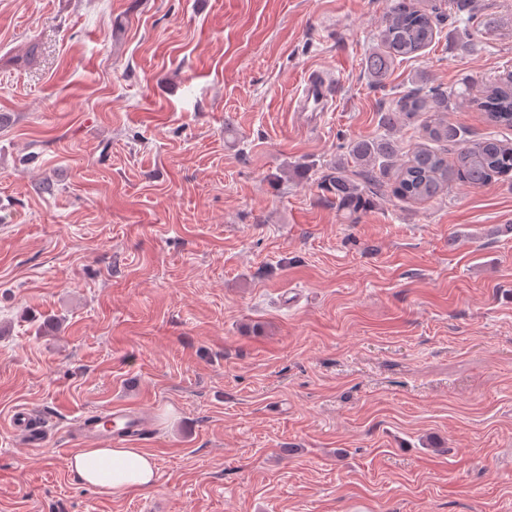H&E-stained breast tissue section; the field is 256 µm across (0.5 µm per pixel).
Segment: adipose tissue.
<instances>
[{"label":"adipose tissue","mask_w":512,"mask_h":512,"mask_svg":"<svg viewBox=\"0 0 512 512\" xmlns=\"http://www.w3.org/2000/svg\"><path fill=\"white\" fill-rule=\"evenodd\" d=\"M82 483L104 495L152 488L157 481L154 456L140 448H83L69 462Z\"/></svg>","instance_id":"adipose-tissue-1"}]
</instances>
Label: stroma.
<instances>
[{
    "instance_id": "stroma-1",
    "label": "stroma",
    "mask_w": 512,
    "mask_h": 512,
    "mask_svg": "<svg viewBox=\"0 0 512 512\" xmlns=\"http://www.w3.org/2000/svg\"><path fill=\"white\" fill-rule=\"evenodd\" d=\"M389 4L0 0V512H512V178L352 216L324 185L420 72L485 136L512 0H473L467 48L423 0L435 40L376 85ZM114 404L152 489L70 470ZM336 97V86L320 72H311L304 79L298 93L299 112H329ZM104 412L112 420V429L104 428L100 424L90 421V418H78L71 423L68 429L71 441L91 440L101 444H110L112 438H134L147 431V419L138 410L113 406L105 409Z\"/></svg>"
}]
</instances>
